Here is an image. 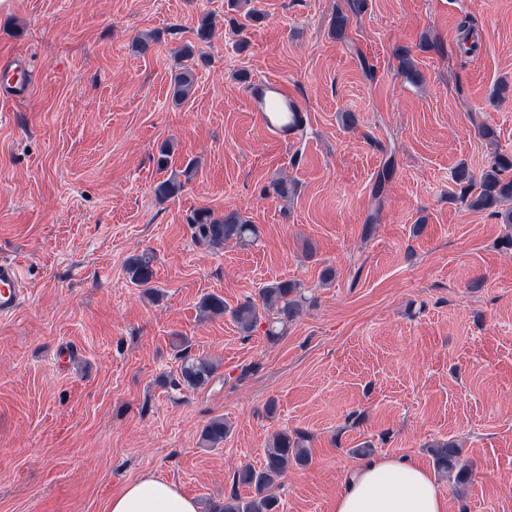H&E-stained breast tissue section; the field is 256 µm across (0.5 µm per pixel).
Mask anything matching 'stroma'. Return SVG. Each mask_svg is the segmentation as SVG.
<instances>
[{
    "label": "stroma",
    "instance_id": "35a3bbf8",
    "mask_svg": "<svg viewBox=\"0 0 512 512\" xmlns=\"http://www.w3.org/2000/svg\"><path fill=\"white\" fill-rule=\"evenodd\" d=\"M365 3L341 33L348 0L0 11V60L32 72L25 96L0 98V257L20 262L28 290L0 319V512H105L146 474L204 507L284 430L308 436L309 462L282 479L280 512H335L363 442L429 469L444 439L472 467L464 486L439 479L447 512H512V226L468 208L455 178L512 156V0ZM243 11L257 18L240 32ZM186 47L197 81L178 103ZM402 48L421 83L402 75ZM258 76L299 96L310 121L295 143L249 112ZM191 160L183 191L157 198ZM280 178L289 198L268 191ZM201 209L240 214L258 242L202 244ZM145 252L152 297L126 270ZM275 280L312 299L278 340L199 307L208 294L236 307ZM183 339L219 364L196 389L176 384ZM218 417L230 433L211 448L201 432Z\"/></svg>",
    "mask_w": 512,
    "mask_h": 512
}]
</instances>
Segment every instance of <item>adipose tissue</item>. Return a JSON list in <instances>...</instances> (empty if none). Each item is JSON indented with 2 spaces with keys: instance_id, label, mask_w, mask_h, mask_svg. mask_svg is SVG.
<instances>
[{
  "instance_id": "obj_1",
  "label": "adipose tissue",
  "mask_w": 512,
  "mask_h": 512,
  "mask_svg": "<svg viewBox=\"0 0 512 512\" xmlns=\"http://www.w3.org/2000/svg\"><path fill=\"white\" fill-rule=\"evenodd\" d=\"M435 478L406 458H368L336 494L335 512H446ZM106 512H199L194 499L168 481L145 475L112 496Z\"/></svg>"
}]
</instances>
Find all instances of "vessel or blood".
Returning <instances> with one entry per match:
<instances>
[{
	"instance_id": "obj_1",
	"label": "vessel or blood",
	"mask_w": 512,
	"mask_h": 512,
	"mask_svg": "<svg viewBox=\"0 0 512 512\" xmlns=\"http://www.w3.org/2000/svg\"><path fill=\"white\" fill-rule=\"evenodd\" d=\"M27 69L19 64H0V93L11 95L28 88ZM249 110L267 132L279 141L293 142L303 130L308 115L287 82L269 78L253 79L245 88ZM25 291L18 262L0 260V318L13 315L24 303Z\"/></svg>"
}]
</instances>
